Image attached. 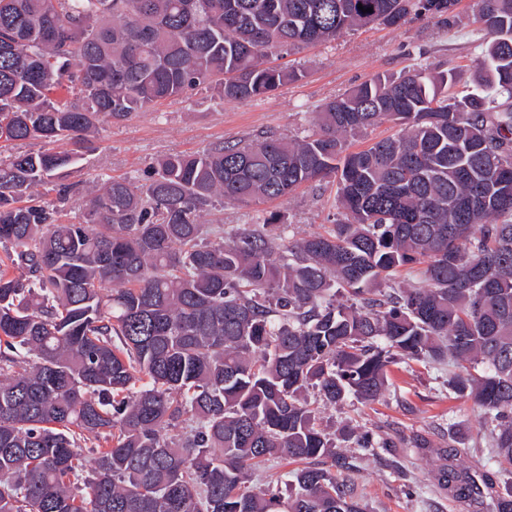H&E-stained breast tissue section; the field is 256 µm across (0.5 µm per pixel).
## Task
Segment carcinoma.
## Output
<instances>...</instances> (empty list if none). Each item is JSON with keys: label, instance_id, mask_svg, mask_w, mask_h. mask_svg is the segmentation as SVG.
<instances>
[{"label": "carcinoma", "instance_id": "1", "mask_svg": "<svg viewBox=\"0 0 512 512\" xmlns=\"http://www.w3.org/2000/svg\"><path fill=\"white\" fill-rule=\"evenodd\" d=\"M459 0H0V141H65L0 162V512H364L325 406L369 403L399 360L446 363L512 467V0H479L494 35L475 88L423 69L325 104L319 131L171 154L142 179L94 181L65 220L63 179L103 122L206 86L263 97L292 71L271 49ZM372 9V12H362ZM391 122L396 138L344 136ZM338 180L345 221L297 240L206 224L219 198L256 203ZM55 200L37 204L34 188ZM299 461L291 490L249 484ZM438 484L512 512V487ZM295 468V465H286V462L280 461L278 459L271 460L267 462L263 467H261L254 475L251 477V485L257 484L262 480H265V476L269 474H274V478L280 476L281 483H279V487L285 489L284 483L287 479H290L289 472ZM288 472V476H287Z\"/></svg>", "mask_w": 512, "mask_h": 512}]
</instances>
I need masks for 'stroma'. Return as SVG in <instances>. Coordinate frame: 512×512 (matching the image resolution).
<instances>
[{
    "instance_id": "1",
    "label": "stroma",
    "mask_w": 512,
    "mask_h": 512,
    "mask_svg": "<svg viewBox=\"0 0 512 512\" xmlns=\"http://www.w3.org/2000/svg\"><path fill=\"white\" fill-rule=\"evenodd\" d=\"M478 0H459L449 22L407 17L397 26L371 24L342 32L331 41L269 52L268 65L285 64L297 81L251 101H226L201 88L182 98L101 124L94 148L85 152L70 182L96 177L140 179L158 158L192 152L211 144L251 142L274 135L301 139L318 129V114L330 99L379 74L399 76L414 68L457 70V90L472 86L483 65L488 33L476 23ZM334 181L309 183L291 195L251 204L227 202L206 213V223L244 230L277 216L284 237L300 238L343 221ZM447 366L412 361L392 367L387 391L372 403L354 399L342 407H320L323 428L365 427L386 439L379 456H363L354 474L365 512H491L488 504L459 502L438 490L437 474L445 460L439 451L454 445L462 475L498 483L512 480L490 460L482 439L481 410L473 401L453 398L445 381ZM428 440L424 449L411 438Z\"/></svg>"
}]
</instances>
